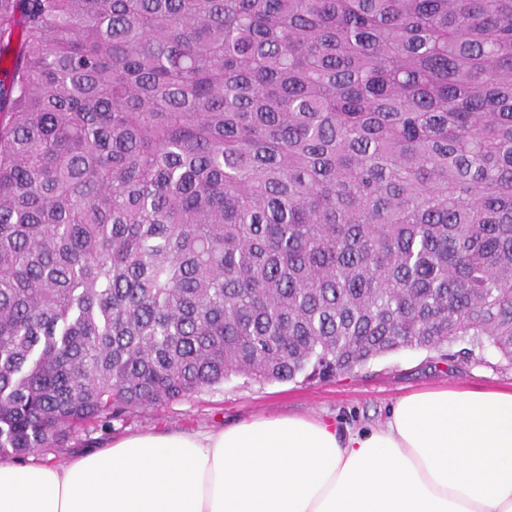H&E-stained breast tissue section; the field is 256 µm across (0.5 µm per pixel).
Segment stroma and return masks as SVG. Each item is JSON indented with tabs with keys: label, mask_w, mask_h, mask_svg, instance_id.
<instances>
[{
	"label": "stroma",
	"mask_w": 512,
	"mask_h": 512,
	"mask_svg": "<svg viewBox=\"0 0 512 512\" xmlns=\"http://www.w3.org/2000/svg\"><path fill=\"white\" fill-rule=\"evenodd\" d=\"M464 342L438 351L400 350L378 358L355 376L327 382L297 378L258 383L234 377L192 396L145 410L129 411L107 424L91 423L68 447L37 451L40 459L63 463L76 454L146 431L205 432L265 413L333 418L350 426L382 422L404 395L431 387L512 389V367L493 353L464 358Z\"/></svg>",
	"instance_id": "1"
}]
</instances>
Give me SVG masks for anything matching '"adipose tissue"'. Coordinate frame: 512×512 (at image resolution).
Returning <instances> with one entry per match:
<instances>
[{
	"instance_id": "1",
	"label": "adipose tissue",
	"mask_w": 512,
	"mask_h": 512,
	"mask_svg": "<svg viewBox=\"0 0 512 512\" xmlns=\"http://www.w3.org/2000/svg\"><path fill=\"white\" fill-rule=\"evenodd\" d=\"M0 512H512V391L414 392L367 429L269 415L0 459Z\"/></svg>"
}]
</instances>
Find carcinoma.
<instances>
[{
    "label": "carcinoma",
    "mask_w": 512,
    "mask_h": 512,
    "mask_svg": "<svg viewBox=\"0 0 512 512\" xmlns=\"http://www.w3.org/2000/svg\"><path fill=\"white\" fill-rule=\"evenodd\" d=\"M466 338L512 365V0H0V458Z\"/></svg>",
    "instance_id": "obj_1"
}]
</instances>
